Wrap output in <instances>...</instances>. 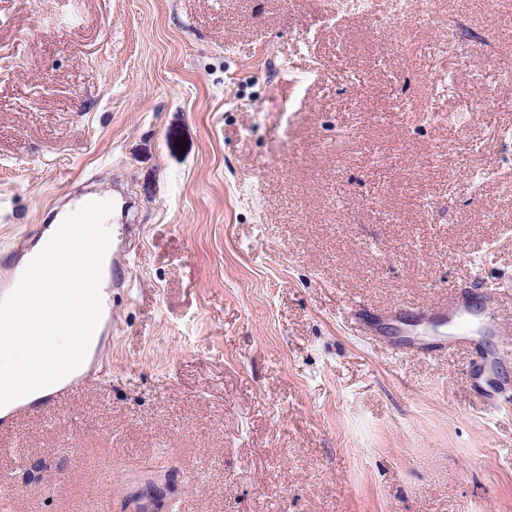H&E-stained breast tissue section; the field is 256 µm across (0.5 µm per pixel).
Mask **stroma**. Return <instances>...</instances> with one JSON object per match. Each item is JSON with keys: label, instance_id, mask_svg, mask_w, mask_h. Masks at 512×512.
Wrapping results in <instances>:
<instances>
[{"label": "stroma", "instance_id": "1", "mask_svg": "<svg viewBox=\"0 0 512 512\" xmlns=\"http://www.w3.org/2000/svg\"><path fill=\"white\" fill-rule=\"evenodd\" d=\"M328 2L0 0V256L90 177L141 226L98 378L0 433V512H124L148 481L170 512H512L472 353L345 316L512 282V112L478 108L512 96L486 53L512 59V0L303 44ZM460 17L488 45L449 46Z\"/></svg>", "mask_w": 512, "mask_h": 512}]
</instances>
